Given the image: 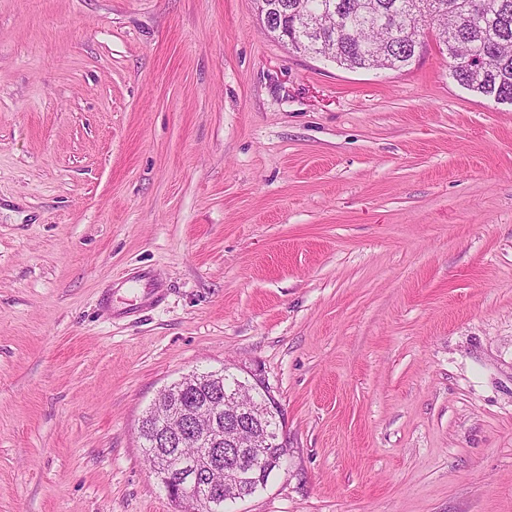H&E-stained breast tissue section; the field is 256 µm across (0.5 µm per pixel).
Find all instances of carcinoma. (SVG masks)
Listing matches in <instances>:
<instances>
[{"instance_id": "obj_1", "label": "carcinoma", "mask_w": 512, "mask_h": 512, "mask_svg": "<svg viewBox=\"0 0 512 512\" xmlns=\"http://www.w3.org/2000/svg\"><path fill=\"white\" fill-rule=\"evenodd\" d=\"M407 0H271L274 35L318 52L348 69L401 71L411 65L416 52L412 31L422 14L406 9ZM438 11L442 30L435 34L446 51L451 77L466 89L496 102H512V0H420ZM224 373L175 383L187 387L186 410L201 405L206 389L230 381ZM149 465L158 464L149 423L138 430ZM251 478L225 489L227 494L250 495L268 480L267 465L253 464Z\"/></svg>"}]
</instances>
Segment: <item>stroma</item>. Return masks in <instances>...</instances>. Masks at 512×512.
Listing matches in <instances>:
<instances>
[{"label":"stroma","mask_w":512,"mask_h":512,"mask_svg":"<svg viewBox=\"0 0 512 512\" xmlns=\"http://www.w3.org/2000/svg\"><path fill=\"white\" fill-rule=\"evenodd\" d=\"M163 291L152 308V289ZM260 376L229 512H512V104L255 0H0V512H176L137 427ZM227 368H224V380L220 381L218 380V375H206L197 377L196 379H191L189 381H184L182 383L175 382V388H182L184 386L187 387V392L190 394V399L186 401V410L192 411L193 409H196L197 407L204 405L203 400L206 397V389L207 388H215L217 385L224 382L231 381L235 376L234 374L228 373ZM169 416L172 419H180L182 418V415L186 414V410L179 404H175L174 401H172L169 398ZM251 462V463H250ZM248 465H251L250 467L254 468L253 474L251 475V478L248 480H245V478L248 476L246 473V469L244 468H238L237 477L238 480H245L241 485L238 487L232 488V489H225V494H238V495H251L255 489L256 486H258L260 483H264L268 480L270 473L268 472L267 465H261L260 462L256 463L253 461V459L247 461ZM253 465V466H252Z\"/></svg>","instance_id":"stroma-1"}]
</instances>
